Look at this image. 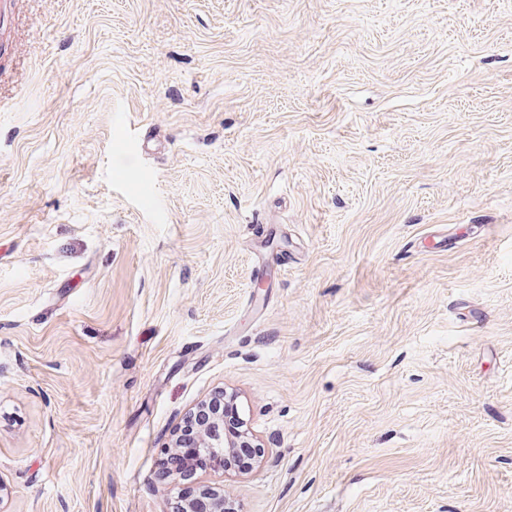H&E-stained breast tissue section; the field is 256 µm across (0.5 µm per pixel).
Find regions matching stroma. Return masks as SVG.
<instances>
[{"instance_id":"obj_1","label":"stroma","mask_w":512,"mask_h":512,"mask_svg":"<svg viewBox=\"0 0 512 512\" xmlns=\"http://www.w3.org/2000/svg\"><path fill=\"white\" fill-rule=\"evenodd\" d=\"M220 389L237 512H512V0L0 14V512H171ZM224 390H219L218 394L207 401L201 403L197 412L203 415V424L199 427L196 435V446L199 451L202 449L207 453L208 458L211 459L214 470L213 472H226L234 467L233 456L234 448H236V462L235 465L240 469L249 467L252 464L254 456V448H257L258 453H261V448L254 445L248 436V432L240 430L244 427L243 422H237L239 428L237 431L226 432L224 436V418L228 424H233L235 420V412L233 408L224 404V414L218 412L216 404L218 401H223ZM251 448H239L241 444Z\"/></svg>"}]
</instances>
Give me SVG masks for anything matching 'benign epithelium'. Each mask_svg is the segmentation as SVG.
Here are the masks:
<instances>
[{
  "instance_id": "benign-epithelium-1",
  "label": "benign epithelium",
  "mask_w": 512,
  "mask_h": 512,
  "mask_svg": "<svg viewBox=\"0 0 512 512\" xmlns=\"http://www.w3.org/2000/svg\"><path fill=\"white\" fill-rule=\"evenodd\" d=\"M224 391H218L213 400L201 403L197 412L203 415V424L199 427L196 435V448L207 453L213 463L214 471H226L234 467V449L243 445L254 447L248 432L241 429L243 422H237L240 429L237 431H224V414L217 411V402L223 400ZM211 498V512H235L229 507L228 498L220 491L210 488L205 490Z\"/></svg>"
}]
</instances>
